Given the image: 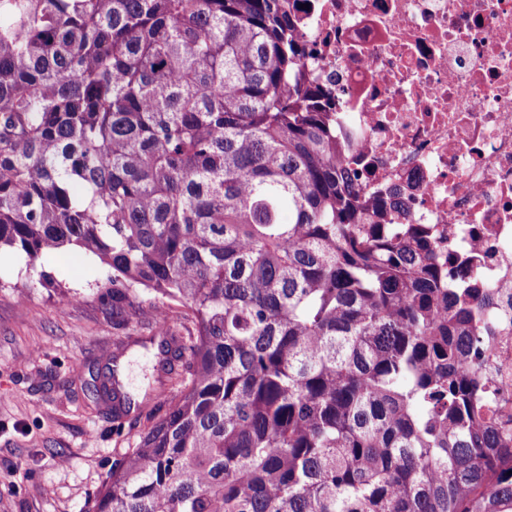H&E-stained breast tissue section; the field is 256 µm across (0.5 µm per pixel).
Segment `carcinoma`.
Instances as JSON below:
<instances>
[{
  "instance_id": "cac0c4a2",
  "label": "carcinoma",
  "mask_w": 512,
  "mask_h": 512,
  "mask_svg": "<svg viewBox=\"0 0 512 512\" xmlns=\"http://www.w3.org/2000/svg\"><path fill=\"white\" fill-rule=\"evenodd\" d=\"M289 2L0 0V250L92 254L184 360L92 512H512V320L375 223ZM494 379L500 393L512 397V336L503 333L499 338L494 355Z\"/></svg>"
}]
</instances>
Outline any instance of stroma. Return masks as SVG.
<instances>
[{
	"instance_id": "1",
	"label": "stroma",
	"mask_w": 512,
	"mask_h": 512,
	"mask_svg": "<svg viewBox=\"0 0 512 512\" xmlns=\"http://www.w3.org/2000/svg\"><path fill=\"white\" fill-rule=\"evenodd\" d=\"M41 268L51 287L29 283L24 255L0 252V512H88L129 440L166 411L154 329L140 315L153 297L142 294L120 321L96 258L64 248ZM121 341L136 407L119 437L110 404L82 384Z\"/></svg>"
}]
</instances>
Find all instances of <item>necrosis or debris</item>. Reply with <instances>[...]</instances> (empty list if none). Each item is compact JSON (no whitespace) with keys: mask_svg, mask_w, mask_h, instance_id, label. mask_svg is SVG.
<instances>
[{"mask_svg":"<svg viewBox=\"0 0 512 512\" xmlns=\"http://www.w3.org/2000/svg\"><path fill=\"white\" fill-rule=\"evenodd\" d=\"M298 29L380 224L512 286V0H311Z\"/></svg>","mask_w":512,"mask_h":512,"instance_id":"necrosis-or-debris-1","label":"necrosis or debris"}]
</instances>
